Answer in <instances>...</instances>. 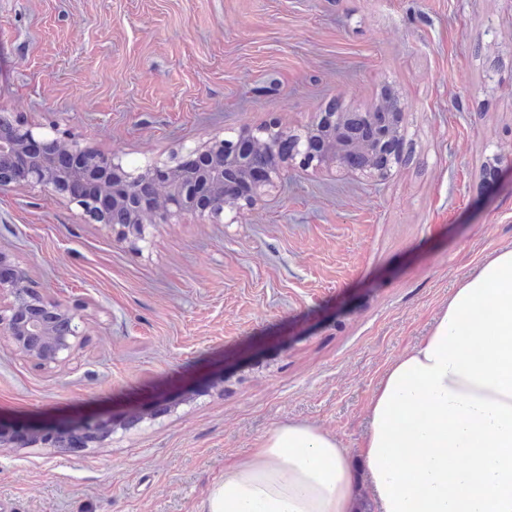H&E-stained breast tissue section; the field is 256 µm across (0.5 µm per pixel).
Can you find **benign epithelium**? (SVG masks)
Listing matches in <instances>:
<instances>
[{
	"label": "benign epithelium",
	"instance_id": "benign-epithelium-1",
	"mask_svg": "<svg viewBox=\"0 0 512 512\" xmlns=\"http://www.w3.org/2000/svg\"><path fill=\"white\" fill-rule=\"evenodd\" d=\"M247 137L261 157L237 146L234 139L217 138L189 151L199 158L193 167L155 162L134 174L114 156L0 117V190L25 185L59 195L89 220L124 238L143 240L147 225L166 224L176 215H221L224 184L231 181L251 182V194L235 199L234 208L253 205L261 189L279 177L278 162L286 143L294 155L315 160L309 154L305 132L259 127ZM315 161L319 166L334 164L350 174L361 171L358 152L334 140L328 141L325 155ZM82 336L81 320L74 310L61 301H44L23 271L16 269L11 277L0 278V345L51 369L71 359ZM73 428L99 441L112 434V421L102 414L87 415L64 425L62 432ZM15 429L38 435L44 425L0 420V441Z\"/></svg>",
	"mask_w": 512,
	"mask_h": 512
}]
</instances>
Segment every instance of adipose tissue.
<instances>
[{"label":"adipose tissue","instance_id":"adipose-tissue-1","mask_svg":"<svg viewBox=\"0 0 512 512\" xmlns=\"http://www.w3.org/2000/svg\"><path fill=\"white\" fill-rule=\"evenodd\" d=\"M355 473L335 436L306 423L275 427L224 469L202 512H355Z\"/></svg>","mask_w":512,"mask_h":512}]
</instances>
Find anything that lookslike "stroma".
Returning <instances> with one entry per match:
<instances>
[{
    "label": "stroma",
    "mask_w": 512,
    "mask_h": 512,
    "mask_svg": "<svg viewBox=\"0 0 512 512\" xmlns=\"http://www.w3.org/2000/svg\"><path fill=\"white\" fill-rule=\"evenodd\" d=\"M386 90L404 137L381 182L289 159L252 206L137 243L0 191V252L86 333L51 371L0 347V418L112 417L84 447L0 446L5 512H199L288 421L360 465L387 368L512 248V0H0V115L136 172Z\"/></svg>",
    "instance_id": "stroma-1"
}]
</instances>
